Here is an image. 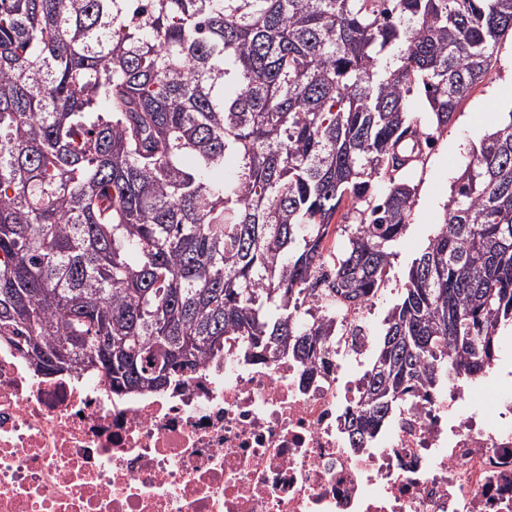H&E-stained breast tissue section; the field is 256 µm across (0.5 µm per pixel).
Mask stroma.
Listing matches in <instances>:
<instances>
[{"instance_id": "stroma-1", "label": "stroma", "mask_w": 512, "mask_h": 512, "mask_svg": "<svg viewBox=\"0 0 512 512\" xmlns=\"http://www.w3.org/2000/svg\"><path fill=\"white\" fill-rule=\"evenodd\" d=\"M512 111V37L504 36L496 59L483 81L461 101L455 121L437 136L412 172L417 186L409 224L395 249L389 280L375 299L365 324L371 336L382 332L383 320L397 302L413 259L441 224L452 187L472 149Z\"/></svg>"}]
</instances>
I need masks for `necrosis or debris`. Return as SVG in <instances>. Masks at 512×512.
<instances>
[{
  "label": "necrosis or debris",
  "mask_w": 512,
  "mask_h": 512,
  "mask_svg": "<svg viewBox=\"0 0 512 512\" xmlns=\"http://www.w3.org/2000/svg\"><path fill=\"white\" fill-rule=\"evenodd\" d=\"M371 350L344 333L310 377L228 336L180 389L114 395L0 342V512H512V337L480 391L418 390L355 450Z\"/></svg>",
  "instance_id": "obj_1"
}]
</instances>
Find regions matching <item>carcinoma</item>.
Listing matches in <instances>:
<instances>
[{
    "mask_svg": "<svg viewBox=\"0 0 512 512\" xmlns=\"http://www.w3.org/2000/svg\"><path fill=\"white\" fill-rule=\"evenodd\" d=\"M508 33L512 0H0V338L115 393L181 387L226 336L325 366L336 311L304 299L322 262L349 308L382 287L416 196L395 156L433 141L410 93L444 132ZM509 328L512 112L384 319L351 447Z\"/></svg>",
    "mask_w": 512,
    "mask_h": 512,
    "instance_id": "1",
    "label": "carcinoma"
}]
</instances>
